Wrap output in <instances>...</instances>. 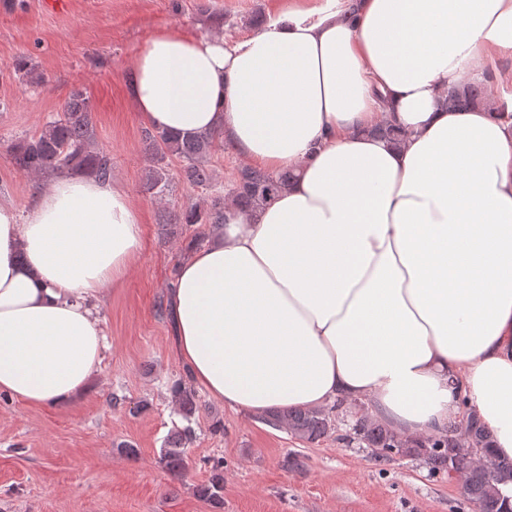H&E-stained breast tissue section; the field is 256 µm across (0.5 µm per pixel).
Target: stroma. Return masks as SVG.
I'll return each mask as SVG.
<instances>
[{
  "instance_id": "1",
  "label": "stroma",
  "mask_w": 512,
  "mask_h": 512,
  "mask_svg": "<svg viewBox=\"0 0 512 512\" xmlns=\"http://www.w3.org/2000/svg\"><path fill=\"white\" fill-rule=\"evenodd\" d=\"M40 2L0 5V202L22 213L30 208L44 182L14 169L11 147L80 89L94 107L110 179L141 213L144 248L129 275L98 302L109 347L85 390L46 407L0 396V512H474L455 478L411 457L377 458L354 440L348 406L338 410L334 432L307 443L200 390L189 466L179 475L163 467L164 441L184 424L171 390L185 374L155 303L184 258L185 237L207 235L208 228L168 237L162 227L209 190L184 183L172 158L164 198L146 192L147 127L126 95L127 72L163 26L235 42L253 33V14L271 16L291 0H68L58 14ZM21 56L39 82L13 71ZM291 454L298 468L285 466ZM217 458L224 461L219 505L197 493Z\"/></svg>"
}]
</instances>
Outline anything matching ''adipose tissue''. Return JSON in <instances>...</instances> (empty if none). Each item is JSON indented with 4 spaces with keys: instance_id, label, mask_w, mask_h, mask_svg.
Instances as JSON below:
<instances>
[{
    "instance_id": "obj_1",
    "label": "adipose tissue",
    "mask_w": 512,
    "mask_h": 512,
    "mask_svg": "<svg viewBox=\"0 0 512 512\" xmlns=\"http://www.w3.org/2000/svg\"><path fill=\"white\" fill-rule=\"evenodd\" d=\"M512 59V0L298 5L234 44L158 29L129 98L154 129L220 132L297 173L271 205L226 203L168 296L192 383L237 412L367 402L406 436L467 412L512 458V121L438 97ZM390 122L395 147L372 135ZM143 248L114 182L56 172L26 217L0 203V393L62 405L106 346L96 301Z\"/></svg>"
}]
</instances>
